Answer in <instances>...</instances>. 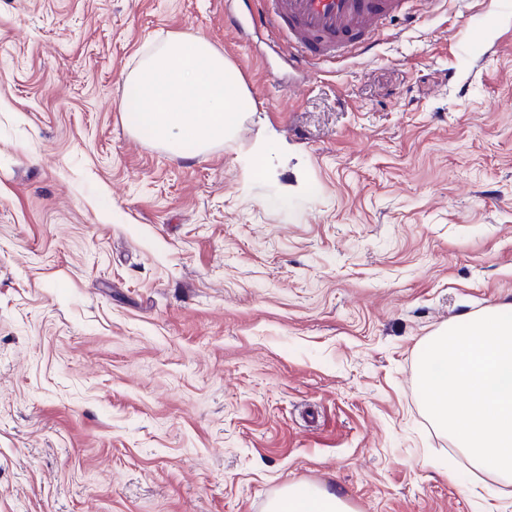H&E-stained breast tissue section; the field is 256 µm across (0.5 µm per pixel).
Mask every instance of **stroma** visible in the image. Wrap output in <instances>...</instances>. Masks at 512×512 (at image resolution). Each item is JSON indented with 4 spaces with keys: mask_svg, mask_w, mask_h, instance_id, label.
Masks as SVG:
<instances>
[{
    "mask_svg": "<svg viewBox=\"0 0 512 512\" xmlns=\"http://www.w3.org/2000/svg\"><path fill=\"white\" fill-rule=\"evenodd\" d=\"M185 30L253 100L194 158L119 110ZM511 300L512 0L311 72L244 0H0V512H489L417 369ZM268 512H352L342 496L315 485H289L270 500Z\"/></svg>",
    "mask_w": 512,
    "mask_h": 512,
    "instance_id": "35a3bbf8",
    "label": "stroma"
}]
</instances>
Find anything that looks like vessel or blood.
Returning a JSON list of instances; mask_svg holds the SVG:
<instances>
[{"mask_svg": "<svg viewBox=\"0 0 512 512\" xmlns=\"http://www.w3.org/2000/svg\"><path fill=\"white\" fill-rule=\"evenodd\" d=\"M254 25L272 29L298 67L367 53L387 21L408 18V0H257Z\"/></svg>", "mask_w": 512, "mask_h": 512, "instance_id": "b4317fda", "label": "vessel or blood"}]
</instances>
